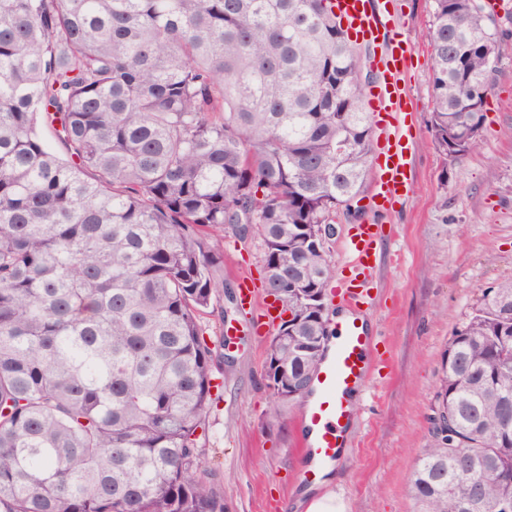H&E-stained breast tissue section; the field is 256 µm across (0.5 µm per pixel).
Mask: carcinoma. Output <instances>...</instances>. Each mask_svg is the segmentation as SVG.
<instances>
[{
    "instance_id": "1",
    "label": "carcinoma",
    "mask_w": 512,
    "mask_h": 512,
    "mask_svg": "<svg viewBox=\"0 0 512 512\" xmlns=\"http://www.w3.org/2000/svg\"><path fill=\"white\" fill-rule=\"evenodd\" d=\"M498 37L481 0H433L444 152L484 123ZM361 68L333 0H0V512H224L201 444L224 234L288 299L270 359L300 401L329 336L313 225L369 175ZM434 408L419 512H512V280L448 339Z\"/></svg>"
}]
</instances>
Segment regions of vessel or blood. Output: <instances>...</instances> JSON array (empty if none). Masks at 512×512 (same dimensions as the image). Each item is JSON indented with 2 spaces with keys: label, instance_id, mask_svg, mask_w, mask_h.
<instances>
[{
  "label": "vessel or blood",
  "instance_id": "1",
  "mask_svg": "<svg viewBox=\"0 0 512 512\" xmlns=\"http://www.w3.org/2000/svg\"><path fill=\"white\" fill-rule=\"evenodd\" d=\"M335 14L349 38L371 50L366 63L376 80L367 89L365 101L377 123L376 178L369 204L385 214L411 192L407 154L411 134L400 121L409 104L403 76L411 53L394 36L398 20L393 0H335ZM378 238L377 225L361 224L347 245L353 275L342 287L341 301L352 314L333 327L330 352L319 362L314 392L300 412V447L309 462L304 479L311 484L320 479L323 468L338 462L343 429L353 421L352 398L372 369L371 338L359 308L377 263ZM238 283L239 299L257 308L259 325L274 324L279 311L274 304H259L251 277L241 274Z\"/></svg>",
  "mask_w": 512,
  "mask_h": 512
}]
</instances>
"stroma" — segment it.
Masks as SVG:
<instances>
[{
  "instance_id": "1",
  "label": "stroma",
  "mask_w": 512,
  "mask_h": 512,
  "mask_svg": "<svg viewBox=\"0 0 512 512\" xmlns=\"http://www.w3.org/2000/svg\"><path fill=\"white\" fill-rule=\"evenodd\" d=\"M404 38L412 49L404 75L411 99L409 197L386 214L363 208L333 216L327 242L333 267L326 314L335 317L349 274L345 242L355 223L380 228V260L363 312L374 340L375 365L354 404L355 420L329 490L345 512H417L408 481L430 440L429 417L439 386L443 352L485 289L512 279V0L492 14L499 28V68L488 90L479 147L453 159L434 142L431 124L432 57L426 32L432 0H396ZM262 276L260 242L224 241V296L203 317L208 335L226 325L236 341L215 374L221 398L208 415L205 456L221 479L226 512H295L305 488L307 461L298 451L300 408L268 412L263 378L270 329H256L255 310L233 296L241 273Z\"/></svg>"
}]
</instances>
